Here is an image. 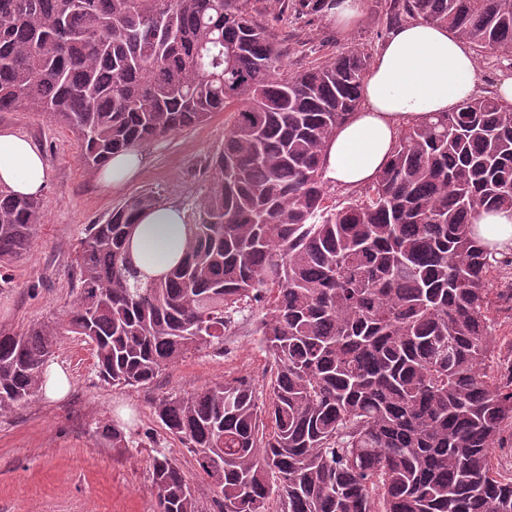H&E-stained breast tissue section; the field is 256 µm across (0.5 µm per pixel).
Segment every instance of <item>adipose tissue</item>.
<instances>
[{"mask_svg": "<svg viewBox=\"0 0 512 512\" xmlns=\"http://www.w3.org/2000/svg\"><path fill=\"white\" fill-rule=\"evenodd\" d=\"M477 63L447 28L421 20L402 22L382 44L365 76L361 107L327 144L323 177L353 188L372 182L389 159L399 129L447 112L477 91ZM46 164L39 146L0 132V187L20 196L41 195ZM187 213L175 202L142 213L130 251L150 277L164 275L183 256ZM475 232L493 255L512 250V209L480 211Z\"/></svg>", "mask_w": 512, "mask_h": 512, "instance_id": "ef3b65f1", "label": "adipose tissue"}]
</instances>
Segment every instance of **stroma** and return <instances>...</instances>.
Returning <instances> with one entry per match:
<instances>
[{
    "instance_id": "1",
    "label": "stroma",
    "mask_w": 512,
    "mask_h": 512,
    "mask_svg": "<svg viewBox=\"0 0 512 512\" xmlns=\"http://www.w3.org/2000/svg\"><path fill=\"white\" fill-rule=\"evenodd\" d=\"M288 53L289 72L318 58L358 48L375 55L390 29L384 0H365L361 21L336 28L325 13H280L277 0H252ZM231 113L144 146L138 178L107 188L86 168L74 134L33 112H0V129L28 136L41 147L47 180L43 218L30 249L0 268V331L63 317L76 296V250L87 225L103 221L116 206L142 191H159L164 201L190 205L203 188L206 162L224 142ZM261 314L253 306L224 338L223 354L195 353L163 370L145 388L101 384L94 374L90 344L77 336L59 341L55 364L66 370L70 390L59 400L38 395L0 414V512H154L151 459L166 449L196 488L206 512H217L206 481L180 441L158 422L157 397L190 393L224 380H261L267 365L251 329ZM116 422L129 437L116 448L97 432Z\"/></svg>"
}]
</instances>
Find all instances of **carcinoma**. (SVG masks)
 Segmentation results:
<instances>
[{
    "label": "carcinoma",
    "instance_id": "1",
    "mask_svg": "<svg viewBox=\"0 0 512 512\" xmlns=\"http://www.w3.org/2000/svg\"><path fill=\"white\" fill-rule=\"evenodd\" d=\"M250 4L0 0V112L67 127L89 169L234 113L175 267L144 280L133 263L136 219L162 204L139 193L89 226L65 319L0 331V412L39 393L61 336L92 345L100 381L145 387L189 354L224 353L256 303L265 393L241 378L153 403L218 512H512L493 460L512 429V361L487 364L512 256L473 237L480 209H512V105L476 96L404 126L375 179L330 204L324 150L370 56L288 75ZM404 16L512 56V0H390L387 22ZM42 216L41 199L0 188L1 267ZM102 435L128 447L117 425ZM152 483L157 512H205L161 448Z\"/></svg>",
    "mask_w": 512,
    "mask_h": 512
}]
</instances>
